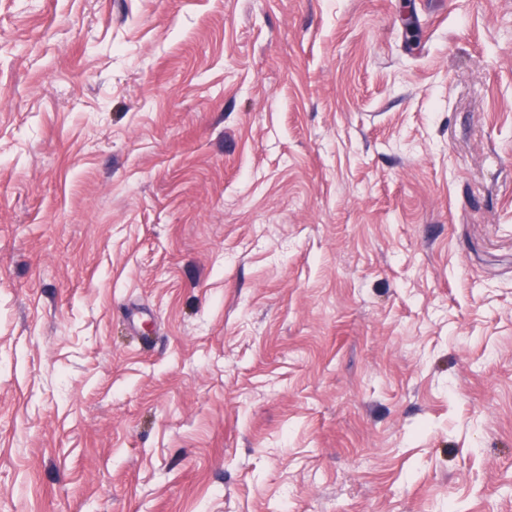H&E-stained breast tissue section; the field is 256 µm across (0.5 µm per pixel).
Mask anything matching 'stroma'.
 <instances>
[{
  "label": "stroma",
  "instance_id": "obj_1",
  "mask_svg": "<svg viewBox=\"0 0 512 512\" xmlns=\"http://www.w3.org/2000/svg\"><path fill=\"white\" fill-rule=\"evenodd\" d=\"M0 512H512V0H0Z\"/></svg>",
  "mask_w": 512,
  "mask_h": 512
}]
</instances>
